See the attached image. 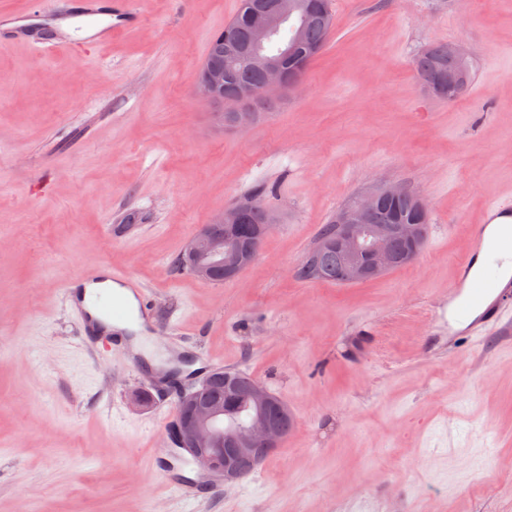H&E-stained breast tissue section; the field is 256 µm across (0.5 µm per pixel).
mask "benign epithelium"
Returning a JSON list of instances; mask_svg holds the SVG:
<instances>
[{
	"label": "benign epithelium",
	"mask_w": 512,
	"mask_h": 512,
	"mask_svg": "<svg viewBox=\"0 0 512 512\" xmlns=\"http://www.w3.org/2000/svg\"><path fill=\"white\" fill-rule=\"evenodd\" d=\"M310 20L323 16L317 0H278L274 4L256 5L249 15L253 47L243 56V61L263 71L269 89L293 88L299 77L288 75L283 58L293 46L280 53L264 50V45L277 33L290 17ZM448 56L457 60L460 71L443 88L439 83H424L426 90L435 97H454L460 94L466 81V65L471 60L468 50L461 44H448ZM224 88V63L206 61L196 87V94L204 99L215 100ZM252 93L242 90L238 106L214 114L215 120L238 131H246L259 118L250 107ZM407 193L400 184H385L380 191L361 198L355 205L339 214L341 221L336 246L343 252L345 280L354 283L369 276H382L393 263L389 247L391 238L398 234L415 244L420 240L418 224H371L369 219L382 195L399 196ZM243 208L230 207L212 217L210 223L221 224L224 232L213 233L206 229L198 232L186 248L190 271L198 279L213 283L220 273L235 278L243 274L241 252L238 248L224 247L235 225L242 219ZM214 379L209 375L191 394H183L177 403V414L170 425L169 447L180 448L190 455L193 464L202 476H220L226 483H234L244 477V464L257 465L261 459L278 447L285 432L269 422L263 415L247 421L228 432L219 426L224 421V404L218 400L201 402L196 395L206 391ZM247 399L258 410L279 409V400L263 384L256 383Z\"/></svg>",
	"instance_id": "7a95c632"
}]
</instances>
